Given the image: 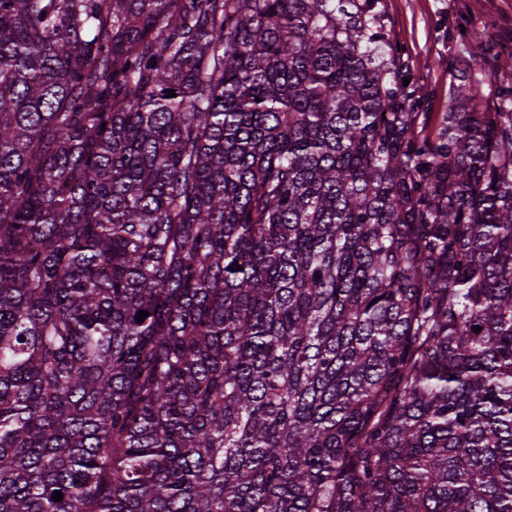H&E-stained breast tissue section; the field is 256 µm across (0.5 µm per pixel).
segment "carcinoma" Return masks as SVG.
Returning a JSON list of instances; mask_svg holds the SVG:
<instances>
[{
  "label": "carcinoma",
  "instance_id": "1",
  "mask_svg": "<svg viewBox=\"0 0 512 512\" xmlns=\"http://www.w3.org/2000/svg\"><path fill=\"white\" fill-rule=\"evenodd\" d=\"M471 99L379 0H0V512H512Z\"/></svg>",
  "mask_w": 512,
  "mask_h": 512
}]
</instances>
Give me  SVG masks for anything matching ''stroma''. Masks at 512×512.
Here are the masks:
<instances>
[{
  "mask_svg": "<svg viewBox=\"0 0 512 512\" xmlns=\"http://www.w3.org/2000/svg\"><path fill=\"white\" fill-rule=\"evenodd\" d=\"M384 20L429 96L426 135H436L459 69H466L477 108L496 106L512 82V0H380ZM485 34L476 47L470 30Z\"/></svg>",
  "mask_w": 512,
  "mask_h": 512,
  "instance_id": "1",
  "label": "stroma"
}]
</instances>
